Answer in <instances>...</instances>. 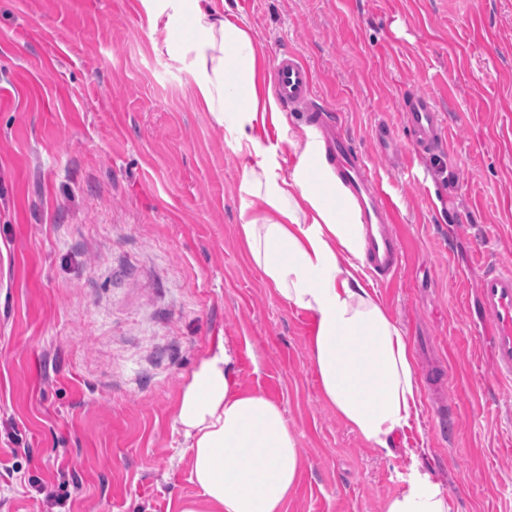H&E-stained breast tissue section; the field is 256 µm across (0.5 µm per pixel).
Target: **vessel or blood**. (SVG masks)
<instances>
[{"instance_id": "vessel-or-blood-1", "label": "vessel or blood", "mask_w": 512, "mask_h": 512, "mask_svg": "<svg viewBox=\"0 0 512 512\" xmlns=\"http://www.w3.org/2000/svg\"><path fill=\"white\" fill-rule=\"evenodd\" d=\"M272 77L280 103L291 111L305 113L307 126L322 142L345 199L355 205L366 230L368 267L379 281H387L402 260L400 239L393 230L396 207L389 193L344 132L338 113L315 99L313 73L295 52L279 54ZM401 112L412 134L415 156L444 151L446 129L431 97L421 92L406 93ZM477 298L491 328L493 378L498 383L512 380V266L487 264Z\"/></svg>"}]
</instances>
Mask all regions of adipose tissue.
Here are the masks:
<instances>
[{
    "mask_svg": "<svg viewBox=\"0 0 512 512\" xmlns=\"http://www.w3.org/2000/svg\"><path fill=\"white\" fill-rule=\"evenodd\" d=\"M151 29L191 77L194 96L242 155V186L264 206L241 213L239 234L264 281L287 305L315 318L311 358L325 401L352 430L385 454L411 425L420 386L410 341L367 287L364 229L353 205L341 204L336 177L306 143L291 173L258 131L284 123L272 90L256 82L257 48L246 24L225 16L216 0H141ZM191 479L202 498L181 512H286L301 457L282 408L259 391L238 387L226 343L196 365L174 417ZM384 512H454L433 476L412 466Z\"/></svg>",
    "mask_w": 512,
    "mask_h": 512,
    "instance_id": "adipose-tissue-1",
    "label": "adipose tissue"
}]
</instances>
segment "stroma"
Here are the masks:
<instances>
[{"label":"stroma","mask_w":512,"mask_h":512,"mask_svg":"<svg viewBox=\"0 0 512 512\" xmlns=\"http://www.w3.org/2000/svg\"><path fill=\"white\" fill-rule=\"evenodd\" d=\"M269 76L281 50L398 207L404 257L376 296L428 392L395 455L323 399L311 313L242 243V156L197 107L140 0H0V512H179L198 498L179 446L182 386L218 341L241 389L284 409L302 459L287 512H382L412 465L457 512H512V386L490 377L475 290L512 265V0H229ZM436 102L444 153L411 152L401 94ZM394 138L379 144L376 128ZM283 173L304 115L268 127Z\"/></svg>","instance_id":"1"}]
</instances>
